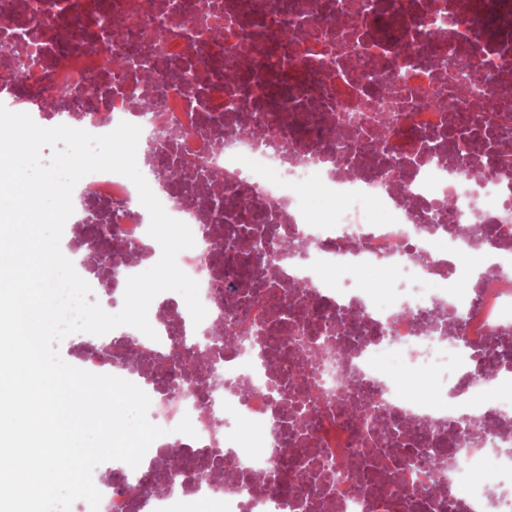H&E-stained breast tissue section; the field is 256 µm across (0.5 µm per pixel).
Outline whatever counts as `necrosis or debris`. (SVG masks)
Masks as SVG:
<instances>
[{
  "label": "necrosis or debris",
  "instance_id": "obj_1",
  "mask_svg": "<svg viewBox=\"0 0 512 512\" xmlns=\"http://www.w3.org/2000/svg\"><path fill=\"white\" fill-rule=\"evenodd\" d=\"M440 15L451 26L429 38ZM483 57L496 68L463 83ZM0 65L20 73L0 83L10 111H45L62 87L58 111L91 134L162 126L167 149L142 164L194 227L177 264L199 284L195 344L217 345L224 389L175 349L184 330L161 307L156 338L98 336L80 369L136 384L196 431L114 473L98 512H193L199 498L224 512H512L511 494H491L512 484V119L458 148L475 99L512 102V0H0ZM77 188L112 225L81 250L147 251L126 278L159 261L130 179L94 172ZM368 203L380 222L363 219ZM262 232L274 273L240 287ZM171 451L199 462L176 484L162 479Z\"/></svg>",
  "mask_w": 512,
  "mask_h": 512
}]
</instances>
